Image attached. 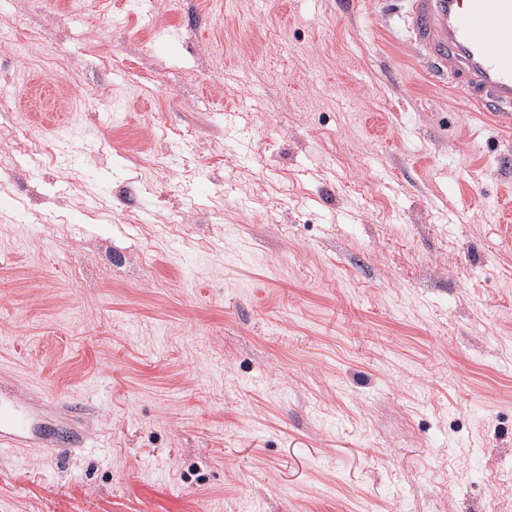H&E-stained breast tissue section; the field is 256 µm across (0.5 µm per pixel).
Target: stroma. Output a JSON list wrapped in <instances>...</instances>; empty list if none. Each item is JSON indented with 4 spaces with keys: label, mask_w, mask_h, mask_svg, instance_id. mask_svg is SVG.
<instances>
[{
    "label": "stroma",
    "mask_w": 512,
    "mask_h": 512,
    "mask_svg": "<svg viewBox=\"0 0 512 512\" xmlns=\"http://www.w3.org/2000/svg\"><path fill=\"white\" fill-rule=\"evenodd\" d=\"M400 0H0V390L90 438L0 512H512V125Z\"/></svg>",
    "instance_id": "35a3bbf8"
}]
</instances>
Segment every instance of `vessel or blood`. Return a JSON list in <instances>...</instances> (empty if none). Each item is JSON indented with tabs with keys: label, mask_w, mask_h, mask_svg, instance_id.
Returning a JSON list of instances; mask_svg holds the SVG:
<instances>
[{
	"label": "vessel or blood",
	"mask_w": 512,
	"mask_h": 512,
	"mask_svg": "<svg viewBox=\"0 0 512 512\" xmlns=\"http://www.w3.org/2000/svg\"><path fill=\"white\" fill-rule=\"evenodd\" d=\"M402 29L430 73L480 112L512 117V0H402ZM51 433L28 407L0 395V447L34 449Z\"/></svg>",
	"instance_id": "1"
}]
</instances>
